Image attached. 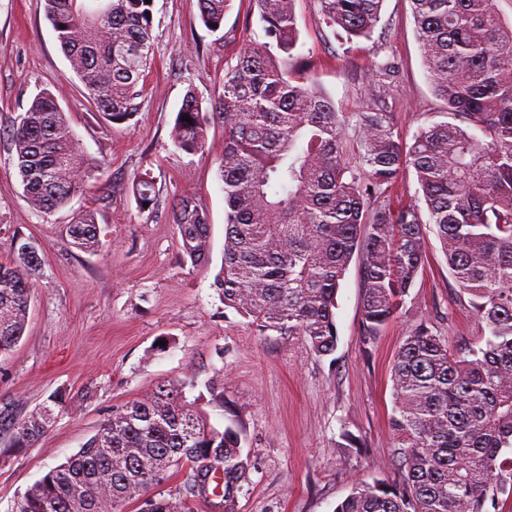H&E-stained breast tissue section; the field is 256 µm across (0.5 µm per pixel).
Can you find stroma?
Segmentation results:
<instances>
[{
	"mask_svg": "<svg viewBox=\"0 0 512 512\" xmlns=\"http://www.w3.org/2000/svg\"><path fill=\"white\" fill-rule=\"evenodd\" d=\"M296 13L310 77L339 111L369 103L374 87L366 74L387 59L398 66L388 106L404 140L442 111L423 65L410 0H385L372 37L353 41L325 27L317 0H296ZM261 39L245 0H235L218 32L201 23L198 0H155L141 110L115 125L85 98L43 0H0V262L12 261L20 241L28 240L42 268L25 333L0 354V512H13L17 497L76 453L112 410L178 382L187 404L211 428L242 429L251 472L237 512H334L353 483L397 476L391 367L408 328L427 318L450 347L480 343L483 328L432 234L429 268L371 353L361 343L354 263L337 296L339 341L332 355L316 356L297 337L258 335L248 319L225 308L213 285L224 250L218 177L224 126L211 123L197 154L177 149L171 131L186 91L213 100L225 64ZM44 90L97 163L86 190L50 213L25 198L7 136ZM144 173L152 176L161 204L182 195L207 209L209 265L183 260L180 236L162 208L138 206L132 184ZM85 209L97 215L101 246L94 253L77 249L66 233L73 214ZM212 382L223 385L225 406L213 401ZM53 399L62 409L48 431L33 446L14 447V422ZM346 433L363 440L360 451L342 448Z\"/></svg>",
	"mask_w": 512,
	"mask_h": 512,
	"instance_id": "1",
	"label": "stroma"
}]
</instances>
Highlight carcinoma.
<instances>
[{
  "label": "carcinoma",
  "mask_w": 512,
  "mask_h": 512,
  "mask_svg": "<svg viewBox=\"0 0 512 512\" xmlns=\"http://www.w3.org/2000/svg\"><path fill=\"white\" fill-rule=\"evenodd\" d=\"M232 0H198L199 18L224 29ZM264 41L224 68L210 106L189 90L172 139L202 150L206 128L224 125L219 176L224 189V257L214 286L224 303L261 335L298 336L316 355L336 351L337 294L353 260L362 288L361 340L373 344L396 318L428 264L431 227L461 292L484 324V344L453 351L423 320L411 326L391 370V426L400 479L355 484L334 512H486L488 499L512 493V23L497 0H410L416 37L440 119L403 141L382 107L339 112L300 77L296 0H248ZM322 21L348 40L369 38L383 0H318ZM44 0L60 48L96 110L122 125L140 110L150 69L153 4ZM190 116L191 122L181 120ZM23 192L51 212L85 189L94 164L77 147L55 96L37 94L11 129ZM413 171L420 202L395 208L389 188ZM138 204L157 205L152 177L133 183ZM181 250L210 262L208 213L175 196L170 205ZM72 244L97 250L96 216L67 225ZM41 259L28 244L0 263V353L23 336L31 280ZM43 405L15 423L14 442L32 446L54 421ZM250 464L240 434L207 427L162 386L112 411L96 434L51 468L15 502L14 512H236ZM167 495L152 489L177 473Z\"/></svg>",
  "instance_id": "1"
}]
</instances>
